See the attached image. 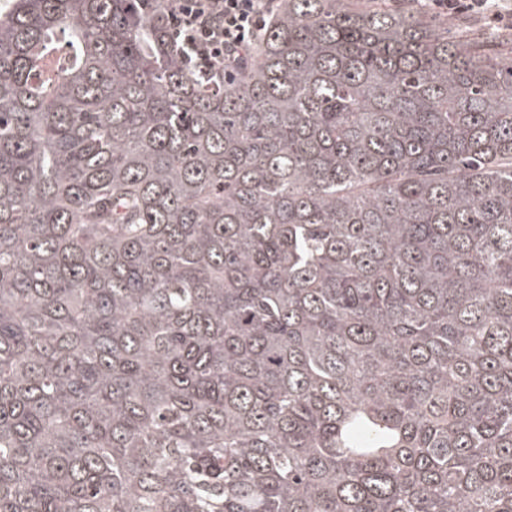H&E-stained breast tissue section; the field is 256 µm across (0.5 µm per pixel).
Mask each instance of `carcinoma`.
<instances>
[{
    "label": "carcinoma",
    "instance_id": "1",
    "mask_svg": "<svg viewBox=\"0 0 512 512\" xmlns=\"http://www.w3.org/2000/svg\"><path fill=\"white\" fill-rule=\"evenodd\" d=\"M218 69L0 0V512H512V57L278 0Z\"/></svg>",
    "mask_w": 512,
    "mask_h": 512
}]
</instances>
